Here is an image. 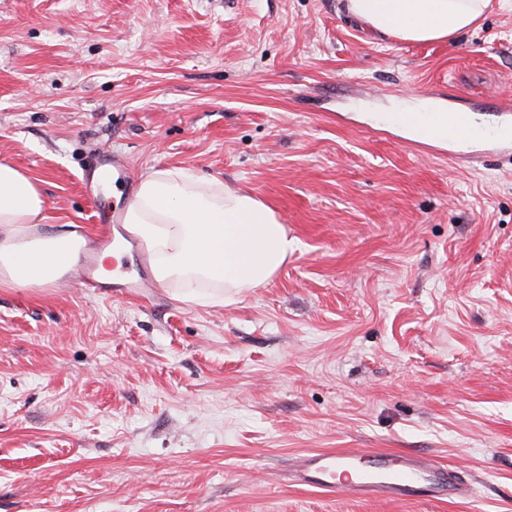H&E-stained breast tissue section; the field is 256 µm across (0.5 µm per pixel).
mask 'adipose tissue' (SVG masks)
I'll list each match as a JSON object with an SVG mask.
<instances>
[{"label":"adipose tissue","mask_w":512,"mask_h":512,"mask_svg":"<svg viewBox=\"0 0 512 512\" xmlns=\"http://www.w3.org/2000/svg\"><path fill=\"white\" fill-rule=\"evenodd\" d=\"M489 0H346L348 12L382 34L428 42L475 28ZM37 184L0 162V287L52 286L75 272L85 240L45 228ZM128 229L151 251L155 279L175 299L223 306L267 284L298 247L273 208L253 194L183 168L146 173L126 207Z\"/></svg>","instance_id":"adipose-tissue-1"}]
</instances>
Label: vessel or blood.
<instances>
[{"mask_svg":"<svg viewBox=\"0 0 512 512\" xmlns=\"http://www.w3.org/2000/svg\"><path fill=\"white\" fill-rule=\"evenodd\" d=\"M470 113L448 115V141L457 143L473 136ZM81 283L84 287L113 296L138 295L152 281L147 271L137 279L122 276L109 282L99 281L94 266H87ZM301 479L309 486L334 494L350 491L369 499L401 500L415 495L434 499L463 495L452 469L411 455L396 453L366 455L358 448H341L307 456L301 466Z\"/></svg>","mask_w":512,"mask_h":512,"instance_id":"1","label":"vessel or blood"}]
</instances>
